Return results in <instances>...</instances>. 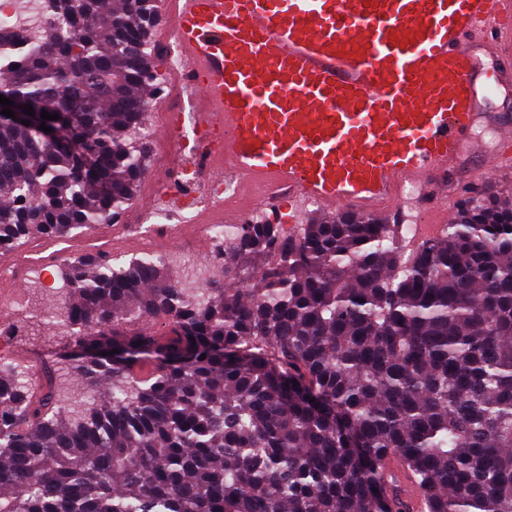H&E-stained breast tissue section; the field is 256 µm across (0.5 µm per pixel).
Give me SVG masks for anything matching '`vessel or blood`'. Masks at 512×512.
Returning a JSON list of instances; mask_svg holds the SVG:
<instances>
[{
    "instance_id": "1",
    "label": "vessel or blood",
    "mask_w": 512,
    "mask_h": 512,
    "mask_svg": "<svg viewBox=\"0 0 512 512\" xmlns=\"http://www.w3.org/2000/svg\"><path fill=\"white\" fill-rule=\"evenodd\" d=\"M159 39L186 63L183 109L207 144L210 181L233 174L227 220L268 186L341 214L428 225L455 209L449 172L512 173V0H166ZM493 127L484 150L474 128Z\"/></svg>"
}]
</instances>
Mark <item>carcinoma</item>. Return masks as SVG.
<instances>
[{"mask_svg":"<svg viewBox=\"0 0 512 512\" xmlns=\"http://www.w3.org/2000/svg\"><path fill=\"white\" fill-rule=\"evenodd\" d=\"M46 2L0 95L75 149L0 122V250L109 223L146 174L157 0ZM407 239L241 224L193 290L139 257L66 264L55 376L86 403L0 360V512H512V200L466 196Z\"/></svg>","mask_w":512,"mask_h":512,"instance_id":"1","label":"carcinoma"}]
</instances>
